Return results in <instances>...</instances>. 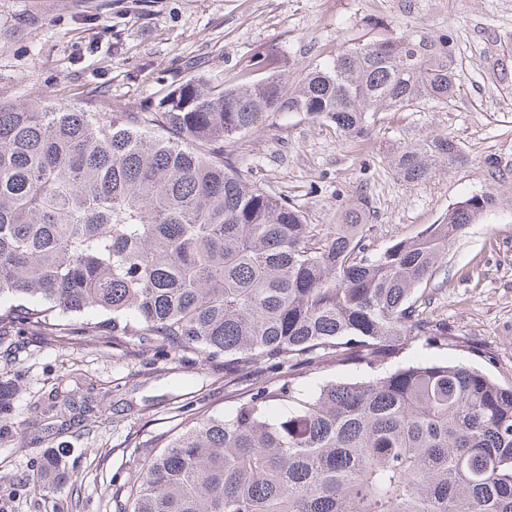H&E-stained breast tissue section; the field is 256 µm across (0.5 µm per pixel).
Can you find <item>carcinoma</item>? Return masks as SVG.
Segmentation results:
<instances>
[{
	"label": "carcinoma",
	"mask_w": 512,
	"mask_h": 512,
	"mask_svg": "<svg viewBox=\"0 0 512 512\" xmlns=\"http://www.w3.org/2000/svg\"><path fill=\"white\" fill-rule=\"evenodd\" d=\"M449 42L411 32L355 45L296 82L255 66L209 86L189 70L137 112L0 100V333L104 347L136 336L166 359L222 358L229 382L278 374L224 415L191 412L160 434L119 512H512V386L400 360L416 340L452 344L417 290L500 198L475 193L373 253L368 197L321 234L224 155L266 113L358 139L383 112L448 103L459 91ZM386 159L413 184L467 155L427 134ZM332 366L372 374L302 389ZM19 378L0 379V439ZM44 413L88 430L108 420L69 392ZM64 465L53 450L23 484L41 493Z\"/></svg>",
	"instance_id": "1"
}]
</instances>
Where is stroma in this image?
Wrapping results in <instances>:
<instances>
[{
    "label": "stroma",
    "instance_id": "1",
    "mask_svg": "<svg viewBox=\"0 0 512 512\" xmlns=\"http://www.w3.org/2000/svg\"><path fill=\"white\" fill-rule=\"evenodd\" d=\"M412 30L450 36L460 84L453 101L384 113L354 140L297 113L269 114L256 133L226 147L247 182L287 198L317 229L339 223L368 196L375 217L366 241L379 252L493 186L486 159L512 168V0H0V97H56L87 111L85 93L94 88L115 111L134 112L179 82L190 59L217 83L258 57L292 80L338 51ZM429 133L455 137L468 161L405 184L385 149ZM497 188L499 207L469 225L420 286L426 315L447 322L457 345L436 351L417 343L404 356L471 365L505 385L512 382V181ZM471 343L492 360L469 352ZM71 367L91 384L92 399L114 405L113 420L46 435L41 406ZM16 372L9 423L26 437L0 443V512H51L58 499L69 512H116L112 493L137 463L129 440L150 444L190 407L224 414L236 395L223 361H168L136 341L103 350L80 336L2 337L0 378ZM60 445L69 449L66 477L44 495L21 487L19 477Z\"/></svg>",
    "mask_w": 512,
    "mask_h": 512
}]
</instances>
